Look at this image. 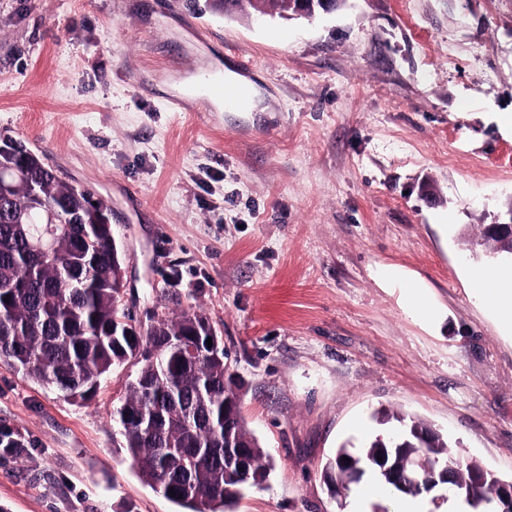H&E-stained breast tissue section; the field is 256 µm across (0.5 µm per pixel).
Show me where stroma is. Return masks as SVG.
<instances>
[{
  "label": "stroma",
  "mask_w": 512,
  "mask_h": 512,
  "mask_svg": "<svg viewBox=\"0 0 512 512\" xmlns=\"http://www.w3.org/2000/svg\"><path fill=\"white\" fill-rule=\"evenodd\" d=\"M0 0V138L112 211L124 304L206 316L273 463L236 512H339L323 467L399 411L512 479V330L472 297L482 225L512 207V0H346L256 23L213 0ZM196 55L257 112H175ZM394 267L439 313L405 308ZM0 362V512H176L131 467L113 411Z\"/></svg>",
  "instance_id": "35a3bbf8"
}]
</instances>
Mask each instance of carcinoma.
I'll use <instances>...</instances> for the list:
<instances>
[{"instance_id": "1", "label": "carcinoma", "mask_w": 512, "mask_h": 512, "mask_svg": "<svg viewBox=\"0 0 512 512\" xmlns=\"http://www.w3.org/2000/svg\"><path fill=\"white\" fill-rule=\"evenodd\" d=\"M27 174L44 186L49 198L65 199L66 206L55 224L31 212V224L52 243L55 259L37 266L35 279L8 291L0 289V360L13 367L23 364L27 377L67 398L78 391L83 400L96 391L104 375L135 360L137 370L129 375L127 396L116 411L143 414L159 405L165 415L154 433L142 432L137 424L124 426L126 450L137 476L177 505L179 512H234L245 491L264 489L272 465L253 438L249 469L236 476L224 474L225 352L187 358L169 350L163 357L164 372L157 374L153 367V357L167 337L185 332L195 322L206 324L207 317L161 315L145 329L135 326V318L121 310L118 265L123 258L113 250L112 241L98 238L97 261L88 268L70 254L72 243L83 237L89 223L92 193L71 195L35 154L29 158ZM26 211L28 197L21 185L11 198L0 200V282L17 279L24 258L37 262L31 224L12 220ZM171 379L178 390L174 399L168 391ZM378 420L389 425L385 434L367 439L356 452L341 446L324 467V482L334 494L347 495L368 472L399 495L426 492L423 473L413 487L382 471L384 462L417 457L435 459L439 468L451 467L457 489L475 495L485 492L479 483L483 467L476 462L463 466L448 455V437L432 425L394 411L381 413ZM345 456L349 461H343Z\"/></svg>"}]
</instances>
